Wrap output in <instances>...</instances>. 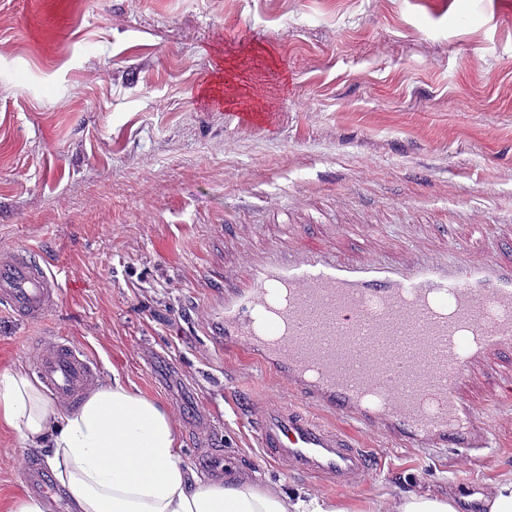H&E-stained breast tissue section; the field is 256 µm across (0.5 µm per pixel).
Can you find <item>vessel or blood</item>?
Wrapping results in <instances>:
<instances>
[{
    "label": "vessel or blood",
    "instance_id": "b4317fda",
    "mask_svg": "<svg viewBox=\"0 0 512 512\" xmlns=\"http://www.w3.org/2000/svg\"><path fill=\"white\" fill-rule=\"evenodd\" d=\"M59 294L56 276L16 252L0 253V305L43 319ZM226 350L257 356L293 396L258 413L261 448L288 474L353 490L372 469L352 433L300 409L340 412L353 426L438 450L488 455L494 436L460 390L472 370L512 345V265L414 255L403 268L309 252L274 255L245 286L224 282ZM57 399L78 402L97 365L67 343L34 360Z\"/></svg>",
    "mask_w": 512,
    "mask_h": 512
}]
</instances>
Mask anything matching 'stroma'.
I'll list each match as a JSON object with an SVG mask.
<instances>
[{
  "label": "stroma",
  "mask_w": 512,
  "mask_h": 512,
  "mask_svg": "<svg viewBox=\"0 0 512 512\" xmlns=\"http://www.w3.org/2000/svg\"><path fill=\"white\" fill-rule=\"evenodd\" d=\"M232 77L233 99L206 97ZM484 235L468 248L475 225ZM61 284L41 320L0 308V371L65 339L165 405L182 462L233 456L288 487L254 418L285 381L224 349L225 278L273 253L512 265V0H0V250ZM512 349L464 398L496 446L470 460L354 430L360 508L512 477ZM42 474L0 430V512Z\"/></svg>",
  "instance_id": "stroma-1"
}]
</instances>
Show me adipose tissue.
Returning <instances> with one entry per match:
<instances>
[{"instance_id": "adipose-tissue-1", "label": "adipose tissue", "mask_w": 512, "mask_h": 512, "mask_svg": "<svg viewBox=\"0 0 512 512\" xmlns=\"http://www.w3.org/2000/svg\"><path fill=\"white\" fill-rule=\"evenodd\" d=\"M1 428L51 473L69 512H347L315 491L261 485L243 473L199 477L181 460L172 413L116 376L72 408L50 399L24 367L0 371ZM372 512H457V505L427 487L383 495Z\"/></svg>"}]
</instances>
